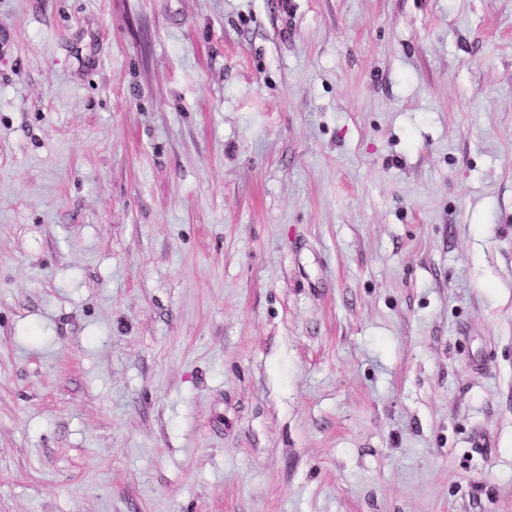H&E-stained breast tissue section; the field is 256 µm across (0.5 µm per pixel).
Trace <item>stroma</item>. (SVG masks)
<instances>
[{"mask_svg":"<svg viewBox=\"0 0 512 512\" xmlns=\"http://www.w3.org/2000/svg\"><path fill=\"white\" fill-rule=\"evenodd\" d=\"M0 512H512V0H0Z\"/></svg>","mask_w":512,"mask_h":512,"instance_id":"obj_1","label":"stroma"}]
</instances>
